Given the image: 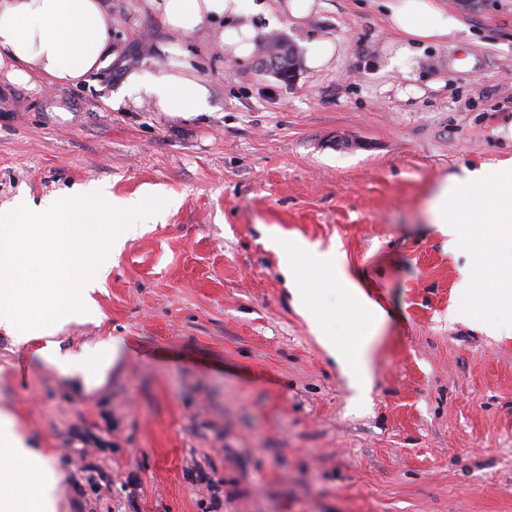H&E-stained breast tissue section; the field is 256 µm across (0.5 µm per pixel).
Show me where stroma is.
Masks as SVG:
<instances>
[{
  "label": "stroma",
  "mask_w": 512,
  "mask_h": 512,
  "mask_svg": "<svg viewBox=\"0 0 512 512\" xmlns=\"http://www.w3.org/2000/svg\"><path fill=\"white\" fill-rule=\"evenodd\" d=\"M465 25L414 68L424 93L377 64L393 37L381 0H322L281 16L298 56L331 39L330 69L292 83L204 33L175 38L148 0H108L112 65L63 87L0 70V215L104 186L167 198L111 259L100 318L55 337L74 355L119 343L102 386L59 376L0 327V413L51 459L58 512H512V335L494 290L449 320L468 252L430 222L439 182L512 160V0H444ZM209 85L183 118L113 107L133 69L167 56ZM337 245L386 313L337 308L334 335L377 331L358 402L298 313L264 236Z\"/></svg>",
  "instance_id": "1"
}]
</instances>
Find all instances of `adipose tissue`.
Returning a JSON list of instances; mask_svg holds the SVG:
<instances>
[{
  "label": "adipose tissue",
  "mask_w": 512,
  "mask_h": 512,
  "mask_svg": "<svg viewBox=\"0 0 512 512\" xmlns=\"http://www.w3.org/2000/svg\"><path fill=\"white\" fill-rule=\"evenodd\" d=\"M169 33L186 37L209 31L233 60L249 61L255 53V30L247 15L277 18L267 0H150ZM387 20L395 33L384 48L383 70L403 75L397 95L421 96L409 64L431 45L456 40L463 31L458 15L443 0H386ZM112 15L105 0H0V66L14 82L41 81L50 85L78 84L111 65ZM148 106L155 112L190 117L210 111L209 90L185 61H169L162 73L129 72L113 106ZM430 220L448 238L449 248L466 246L473 266L462 274L460 286L466 308L481 303L480 273L495 263L484 244L486 226H494L512 251V164L463 168L444 178L429 203ZM281 273L294 307L311 319V330L336 359L351 386L366 392L372 382L373 336L357 331L327 334L315 306L316 288H336L351 311L383 325L384 311L371 301L346 271L336 247L320 249L305 240L292 242ZM59 478L49 460L28 445L13 420L0 414V512H57Z\"/></svg>",
  "instance_id": "1"
}]
</instances>
